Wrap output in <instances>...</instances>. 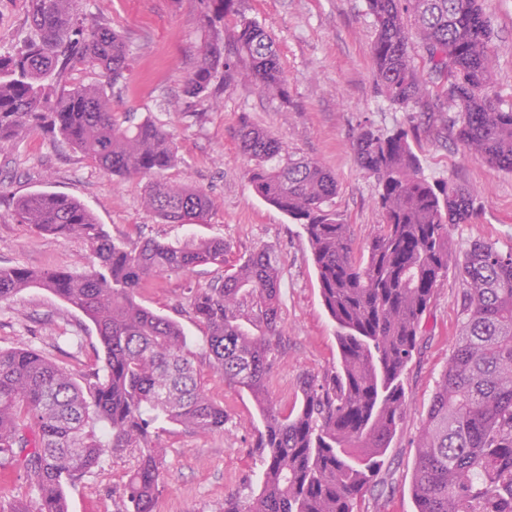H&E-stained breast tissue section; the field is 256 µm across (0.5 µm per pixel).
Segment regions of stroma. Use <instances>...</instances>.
<instances>
[{
	"mask_svg": "<svg viewBox=\"0 0 512 512\" xmlns=\"http://www.w3.org/2000/svg\"><path fill=\"white\" fill-rule=\"evenodd\" d=\"M245 15L274 38L288 85L287 97L261 91L248 71L219 99L188 98L187 79L200 62L207 30L196 0H83L85 25L104 24L125 36L129 69L112 89L116 119H148L171 137L178 160L161 174L170 184L207 192L210 214L202 224L162 223L144 203V180L105 173L69 141L33 127L0 141V266L81 273L94 261L81 238L44 236L21 223L16 200L48 190L81 200L113 240L129 247L152 239H223V267L151 279L137 300L179 322L206 393L223 406V431L199 432L164 424L154 442L162 453L164 489L157 512H222L229 494L247 495L262 469L256 452L261 426L248 392L229 386L205 354L206 328L193 315L192 292L232 272L250 253L265 249L281 279L282 335L268 375V395L281 412L298 411L302 377L329 376L339 361L335 325L326 310L310 246L301 224L254 191L237 131L242 121L281 139L292 158H313L336 177L330 208L348 224L356 250L378 232V184L360 168L352 143L362 123L380 130L413 126L412 147L425 177L477 192L475 216L448 227V273L423 315L418 350L404 376L406 417L385 456L383 482L369 489L358 512H416L411 492L417 438L430 399L461 329L457 268L473 243L512 249V172L469 156L455 138L453 109L402 112L376 89L370 56L374 19L366 0H246ZM496 52L491 93L512 106V0H488ZM29 23L27 0H0V52L18 47ZM31 348L74 378L101 364L103 351L82 312L43 288H28L0 302V350ZM136 452L107 454L67 489L69 512H123V484Z\"/></svg>",
	"mask_w": 512,
	"mask_h": 512,
	"instance_id": "stroma-1",
	"label": "stroma"
}]
</instances>
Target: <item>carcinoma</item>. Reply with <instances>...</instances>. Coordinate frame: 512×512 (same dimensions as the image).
Masks as SVG:
<instances>
[{
	"label": "carcinoma",
	"mask_w": 512,
	"mask_h": 512,
	"mask_svg": "<svg viewBox=\"0 0 512 512\" xmlns=\"http://www.w3.org/2000/svg\"><path fill=\"white\" fill-rule=\"evenodd\" d=\"M209 38L188 78L190 98L206 95L223 76L246 67L258 86L288 96L275 42L245 16L244 0H196ZM78 0H29L30 34L0 54V140L46 127L113 176L147 179V208L167 224H193L211 198L188 184L158 179L176 161L166 132L143 119L116 122L105 86L129 66V46L105 25L87 27ZM376 37L371 57L381 95L410 111L425 107V74L458 112L456 136L475 158L512 171V108L490 93L494 76L491 18L485 0H367ZM233 18L232 48L217 22ZM422 43L427 70L414 64L405 19ZM105 81L56 97L50 83L70 65ZM414 129L383 132L363 125L354 151L378 184L385 223L355 255L348 225L327 204L336 178L314 159L293 160L278 138L247 121L238 140L256 193L302 224L324 305L336 323L339 366L329 377L301 383L293 415L268 400L266 378L282 335L280 277L267 250L190 300L207 328L206 351L224 381L247 391L260 409L259 493L224 498V512H355L379 484L382 457L403 422V375L417 349L422 317L448 271V225L474 214V191L428 181L410 140ZM21 221L39 234L77 236L95 262L83 274L58 269L0 267V302L26 288H46L95 326L103 365L76 381L28 348L0 350V477L18 478L37 494L36 512H64L65 481L126 448L137 464L124 486V512H155L162 487L154 425L200 432L224 430V408L197 377L180 325L136 301L146 282L202 265H224V240H146L132 248L112 241L77 199L33 192L15 201ZM464 284L460 337L430 400L412 478L416 512H512V251L473 244L460 266ZM266 328L252 336L239 324L244 309Z\"/></svg>",
	"instance_id": "carcinoma-1"
}]
</instances>
